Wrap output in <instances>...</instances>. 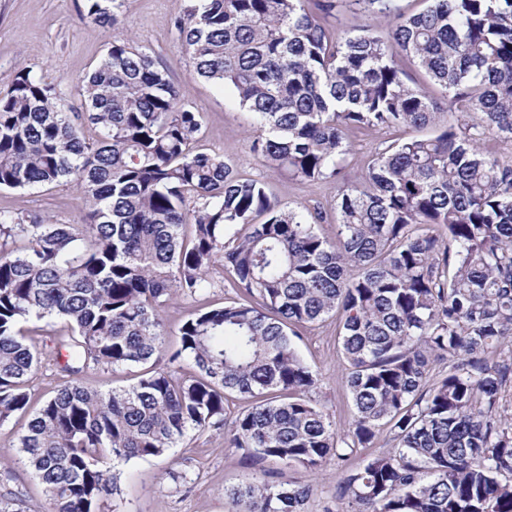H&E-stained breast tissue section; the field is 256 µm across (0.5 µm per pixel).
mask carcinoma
Here are the masks:
<instances>
[{"label":"carcinoma","instance_id":"obj_1","mask_svg":"<svg viewBox=\"0 0 512 512\" xmlns=\"http://www.w3.org/2000/svg\"><path fill=\"white\" fill-rule=\"evenodd\" d=\"M85 2L118 23L117 0ZM424 2L180 0L181 49L232 87L250 150L294 179L336 181L334 242L321 211L282 209L200 151L201 113L128 40L82 85L83 113L17 71L0 96V189L73 181L85 202L72 224L0 210V425L26 419L19 452L51 512H98L120 494L115 465L225 428L253 460L311 473L387 431L338 487L354 512H512V166L479 147L512 140V0ZM342 8L388 21V38L371 24L329 36ZM401 128L419 135L345 177L346 132ZM438 224L444 240L425 233ZM217 265L243 299L185 321L172 367L156 366L162 307L219 287ZM333 316L353 407L343 433L308 398L318 374L293 340ZM33 318L64 329L43 340L23 328ZM43 361L63 379L47 398L32 389ZM144 364L110 393L79 379ZM231 394L254 402L229 421ZM313 492L254 481L224 497L231 512H304Z\"/></svg>","mask_w":512,"mask_h":512}]
</instances>
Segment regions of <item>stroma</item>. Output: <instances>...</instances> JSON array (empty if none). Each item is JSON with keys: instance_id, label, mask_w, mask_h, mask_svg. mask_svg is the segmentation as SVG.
<instances>
[{"instance_id": "obj_1", "label": "stroma", "mask_w": 512, "mask_h": 512, "mask_svg": "<svg viewBox=\"0 0 512 512\" xmlns=\"http://www.w3.org/2000/svg\"><path fill=\"white\" fill-rule=\"evenodd\" d=\"M177 10V0H121L119 22L112 25L88 18L85 0H0V95L7 93L17 70L25 67L55 85L70 105L79 106L83 77L105 57L114 40H133L179 87L185 107L202 113V145L207 151L223 155L241 176L264 182L268 194L282 207L321 209L326 218L318 231L335 240L336 223L330 214L335 183L289 179L250 151L251 128L245 109L230 87L196 74L179 45L174 28ZM407 136V131L386 129L349 134L345 164L351 179H361L383 142ZM0 210L27 219L50 215L71 223L81 216L82 203L76 186L64 183L2 189ZM213 277L218 286L203 301L179 297L165 306L162 316L170 330H178L201 307H217L234 297V290L221 284L222 269H215ZM297 333L300 355L321 376L313 399L325 406L338 430H346L352 404L341 382L343 360L335 319L298 328ZM21 431L18 422L0 426V494L21 498L25 512H47L49 504L40 486L18 462ZM372 450L363 448L349 460L333 459L325 464L314 477L316 490L305 505L306 512H348L347 501L337 498L336 490L349 473L363 467ZM121 471V493L107 502L106 512H228L224 500L227 487L261 479L306 478L304 472L279 463H252L230 447L229 435L223 431L188 433L166 455L131 460Z\"/></svg>"}]
</instances>
